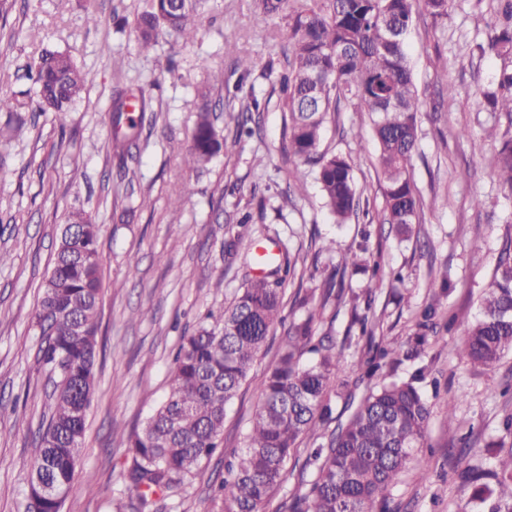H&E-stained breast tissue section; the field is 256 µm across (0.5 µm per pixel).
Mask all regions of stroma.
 Here are the masks:
<instances>
[{
    "label": "stroma",
    "instance_id": "35a3bbf8",
    "mask_svg": "<svg viewBox=\"0 0 512 512\" xmlns=\"http://www.w3.org/2000/svg\"><path fill=\"white\" fill-rule=\"evenodd\" d=\"M259 0H207L194 16L199 30L188 45L160 38L141 51L131 26L143 0H9L0 17V95L33 96L29 66L46 50L68 53L85 76L83 93L62 113L0 112V512H23L35 437L53 384L38 362L35 326L40 285L54 259L56 237L69 212L89 215L101 230L104 290L100 301L97 383L86 421L75 487L62 512H114L125 495L127 436L141 428L170 390L173 356L208 311L222 310L242 287L255 245L278 239L297 259L285 296L320 287L345 271L347 294L373 293L377 338L407 344L421 311L435 305V329L417 362L385 370L386 378L424 366L419 387L431 415L415 455L429 472L408 465L393 490L399 512H467L471 486L460 472L491 469L486 447L504 437L512 414V354L493 368L460 354L464 328L512 230V192L499 185L484 160L498 143L486 138L490 113L478 103L499 60L479 56L491 0H453L446 18L417 7L407 52L423 104L414 181L422 199L419 224L409 235L366 217L334 223L322 206L315 175L288 157L279 77L286 68L288 14L261 22ZM96 23H88V14ZM254 62L249 73L238 58ZM446 62L437 72L434 58ZM224 73L214 84L210 70ZM455 95H447L446 85ZM146 89L144 120L135 139L115 125L121 96ZM258 100L261 133L237 137L228 99ZM226 138H238L229 157L186 167L183 152L200 105ZM323 149L361 155L354 172L370 212L383 203L376 147L367 113L345 110L328 123ZM469 170L467 179L459 171ZM303 196L285 202L297 181ZM191 187L179 209L170 198ZM335 240L332 252L316 242ZM380 266L379 281L368 267ZM447 278V289L428 287ZM146 310L136 319L138 310ZM351 308L328 306L319 331L336 344L351 340L341 371L361 357L366 340L350 326ZM278 335L254 361L226 408L225 453L239 450L275 360ZM224 473L223 456L203 461L197 476L163 512H211Z\"/></svg>",
    "mask_w": 512,
    "mask_h": 512
}]
</instances>
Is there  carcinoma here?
Returning a JSON list of instances; mask_svg holds the SVG:
<instances>
[{
  "label": "carcinoma",
  "instance_id": "obj_1",
  "mask_svg": "<svg viewBox=\"0 0 512 512\" xmlns=\"http://www.w3.org/2000/svg\"><path fill=\"white\" fill-rule=\"evenodd\" d=\"M206 0H145L134 22L139 47L148 51L165 34L189 43L197 36L192 17ZM481 54L501 61L483 104L493 122L488 135L500 147L490 162L492 175L512 192V0H492ZM415 0H301L289 15L288 74L281 78L282 111L288 114V154L316 168V180L328 214L338 224L357 214L360 191L354 171L358 156L320 150L326 123L348 105L369 114L376 142L383 191L378 221L404 234L420 221L412 161L418 149L422 102L406 51ZM37 97L25 102L0 96V111L59 112L78 97L83 79L74 60L45 52L28 70ZM239 140L217 133L208 111L199 114L184 161L205 164L219 152L232 156ZM100 229L82 211L68 214L50 272L42 281L36 311L38 354L53 379V403L28 474V497L39 512H60L62 502L41 494L40 485L72 489L84 443L85 424L95 385L98 357V310L102 293ZM267 273L246 280L228 306L209 313L177 350L171 389L128 437L125 479L135 495L115 502V512H160L157 496H175L198 474L205 459L220 451L227 405L247 379L282 317L286 278L295 276L296 260L283 247L266 265ZM344 277L331 274L320 289L297 292L293 309L305 312L284 328L278 358L264 381L262 402L244 437V447L229 463L214 499V512H265L270 493L287 480L307 483L302 497L284 500L279 512H392L393 489L411 461L422 469L413 449L425 437L430 407L416 382H383L360 400L348 420L329 434L320 425L332 415V398L349 382L337 376L343 349L327 336H316V323L330 301L339 304ZM374 299L367 294L365 313L353 304V322L366 338V352L351 371L373 377L383 365L396 368L420 356L432 328L433 307L422 313L412 343L397 346L375 341ZM470 363L491 368L512 352V236L505 239L497 270L484 289L479 313L461 344ZM318 441L304 462L294 457L297 442ZM499 466L468 468L464 479L475 484L470 512H512V443L497 444Z\"/></svg>",
  "mask_w": 512,
  "mask_h": 512
}]
</instances>
